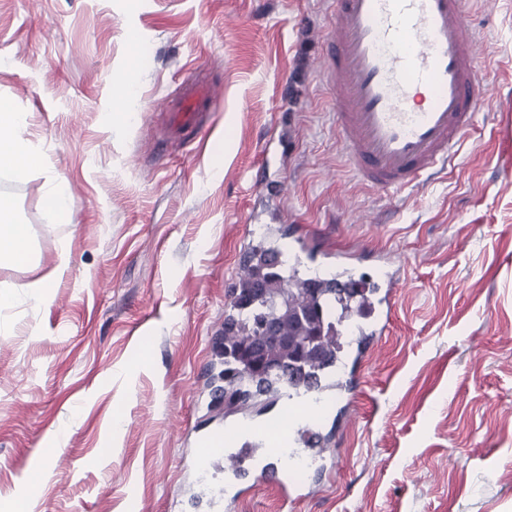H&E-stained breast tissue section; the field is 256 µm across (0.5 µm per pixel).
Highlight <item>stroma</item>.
Instances as JSON below:
<instances>
[{
    "label": "stroma",
    "mask_w": 512,
    "mask_h": 512,
    "mask_svg": "<svg viewBox=\"0 0 512 512\" xmlns=\"http://www.w3.org/2000/svg\"><path fill=\"white\" fill-rule=\"evenodd\" d=\"M332 10L0 0V99L44 159L22 179L0 170V199L29 229L0 290L41 280L54 296L0 308V512H512V0L471 4L492 97L454 163L397 192L361 184L337 141L318 65ZM132 29L139 104L117 132ZM198 80L224 96L204 131L171 137L168 103ZM58 175L66 214L49 203ZM263 239L365 253L355 279L395 267L400 285L367 355L341 354L359 383L322 394L306 498L284 502L255 473L218 501L225 451L201 438L274 419L226 411L211 387L236 269ZM63 256L71 273L53 279ZM37 464L45 480L20 497Z\"/></svg>",
    "instance_id": "1"
}]
</instances>
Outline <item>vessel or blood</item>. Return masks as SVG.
Masks as SVG:
<instances>
[{"label":"vessel or blood","mask_w":512,"mask_h":512,"mask_svg":"<svg viewBox=\"0 0 512 512\" xmlns=\"http://www.w3.org/2000/svg\"><path fill=\"white\" fill-rule=\"evenodd\" d=\"M323 57L335 88L336 134L353 173L401 190L446 166L472 128L486 83L469 0H336ZM215 90L194 86L172 105L175 132L199 131ZM308 423H290L282 456L299 452ZM269 439L246 440L225 469L237 480Z\"/></svg>","instance_id":"obj_1"}]
</instances>
